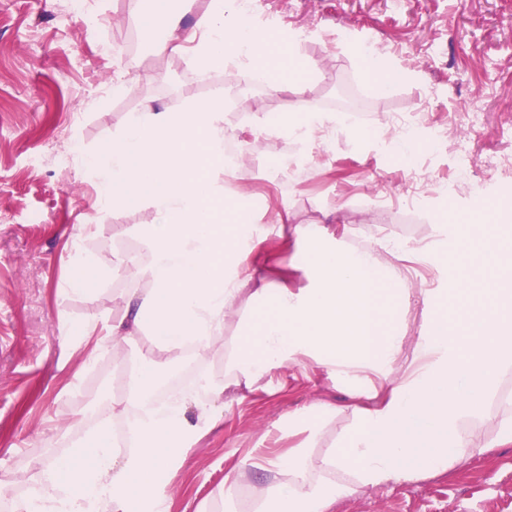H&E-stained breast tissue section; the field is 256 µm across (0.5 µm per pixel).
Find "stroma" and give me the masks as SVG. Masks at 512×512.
Instances as JSON below:
<instances>
[{"label":"stroma","instance_id":"obj_1","mask_svg":"<svg viewBox=\"0 0 512 512\" xmlns=\"http://www.w3.org/2000/svg\"><path fill=\"white\" fill-rule=\"evenodd\" d=\"M129 8V0H90L87 14L68 15L58 0H0V471L23 474L35 461L64 455L94 410L111 400L113 367L138 362L144 350L135 338L89 366L86 350H72L59 334L60 320L79 324L113 312L117 294L133 285L112 276L96 293L61 298L73 254L135 250L136 225L151 220L146 209L95 214V176L80 160H67L69 142L96 152L126 113L180 107L204 97L211 82L181 58L156 56ZM255 12L307 30L301 53L318 72L302 95L268 91L259 106L225 113L250 157L243 183L270 205L288 201L297 223L324 227L339 246H361L364 225L379 238L406 237L393 262L415 269L429 287H447L449 266L473 262L481 246L451 243L443 212L468 210L480 194L493 205L512 201V168L502 163L512 157V0H256ZM352 36L395 59L406 79L378 93L342 47ZM120 72L129 80L117 97L108 87ZM343 84L366 104L358 126L386 133L389 113L417 112L447 124L449 146L419 149L405 164L395 138L360 141L347 124L313 148L256 132L260 107L284 112L301 99L311 109L343 113ZM473 112L483 115L476 127L469 124ZM464 129L474 174L460 182L452 142ZM285 154L295 172L274 178ZM451 180L457 189L441 193L439 184ZM332 207L336 221L328 225L323 213ZM86 223L98 232L72 243L76 225ZM314 399L348 402L342 384L307 359L225 404L171 477V512H199L203 504L224 512L218 492L244 452L259 445L282 455L286 443L264 440V432ZM332 512H512V447L363 491L337 501Z\"/></svg>","mask_w":512,"mask_h":512}]
</instances>
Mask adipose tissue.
Segmentation results:
<instances>
[{
	"mask_svg": "<svg viewBox=\"0 0 512 512\" xmlns=\"http://www.w3.org/2000/svg\"><path fill=\"white\" fill-rule=\"evenodd\" d=\"M131 11L142 30L166 23L156 53L180 56L202 76L220 71L245 80L260 72L271 90L299 93L302 84L288 82L278 61L317 72L300 54L304 31L262 24L240 0H207L190 25L173 0H131ZM346 49L379 92L405 77L364 43ZM225 110L218 93L179 112L127 113L121 134L87 159L98 173L96 212L145 207L153 221L140 225L136 250L72 266L70 295L96 291L106 271L131 276L135 286L120 294L119 314L105 312L78 327L64 321L60 331L75 350L94 338L97 354L136 336L151 346L104 410V423L66 457L32 465L36 490L19 512L34 502L41 512H168L169 479L190 444L216 424L219 402L302 357L350 381L354 421L347 436L313 456L320 425L339 407L320 400L282 414L270 430L291 434L301 426L307 438L279 459L251 452L238 461L220 490L227 512H330L336 500L361 490L443 473L487 449L512 446V416L482 406L512 370V243L499 235L512 224V205L491 209L477 200L464 222L446 214L456 234L481 243V258L453 268L451 288H417L382 259L385 244L377 237L362 249L334 247L320 232L294 225L288 204L256 207L237 170L224 166V145L238 138ZM339 122L301 102L265 114L256 130L323 142ZM228 213L235 217L229 234ZM264 220L293 224L304 239L298 258L311 287L294 291L260 276L251 229ZM413 298L423 325L410 337L405 321ZM243 299L253 315L238 342L225 346L224 326ZM218 350L223 374L201 375L159 400L164 374L186 353Z\"/></svg>",
	"mask_w": 512,
	"mask_h": 512,
	"instance_id": "adipose-tissue-1",
	"label": "adipose tissue"
}]
</instances>
